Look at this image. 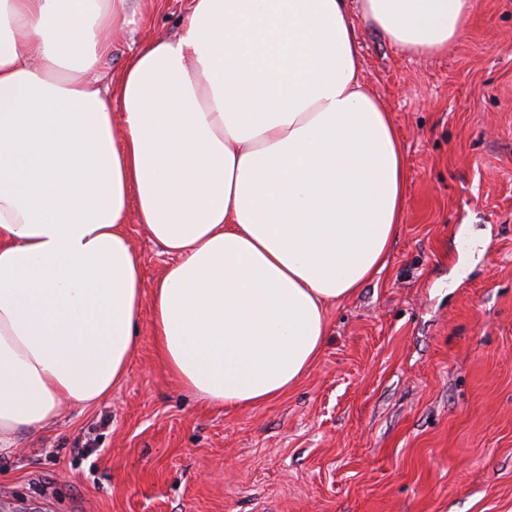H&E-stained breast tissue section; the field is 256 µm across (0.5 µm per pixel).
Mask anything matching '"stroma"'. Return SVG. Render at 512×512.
Instances as JSON below:
<instances>
[{"mask_svg": "<svg viewBox=\"0 0 512 512\" xmlns=\"http://www.w3.org/2000/svg\"><path fill=\"white\" fill-rule=\"evenodd\" d=\"M188 8L129 0L106 71ZM350 20L407 174L383 271L296 385L239 409L182 389L143 306L126 380L0 457V512H512V0H473L434 56ZM128 231L152 287L167 257Z\"/></svg>", "mask_w": 512, "mask_h": 512, "instance_id": "obj_1", "label": "stroma"}]
</instances>
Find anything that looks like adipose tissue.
<instances>
[{"mask_svg":"<svg viewBox=\"0 0 512 512\" xmlns=\"http://www.w3.org/2000/svg\"><path fill=\"white\" fill-rule=\"evenodd\" d=\"M411 54L472 0H360ZM128 0H0V456L127 375L143 301L129 209L170 255L158 350L208 403L260 404L316 361L328 305L386 266L406 172L348 0H190L102 83ZM121 119L122 138L112 132Z\"/></svg>","mask_w":512,"mask_h":512,"instance_id":"obj_1","label":"adipose tissue"}]
</instances>
